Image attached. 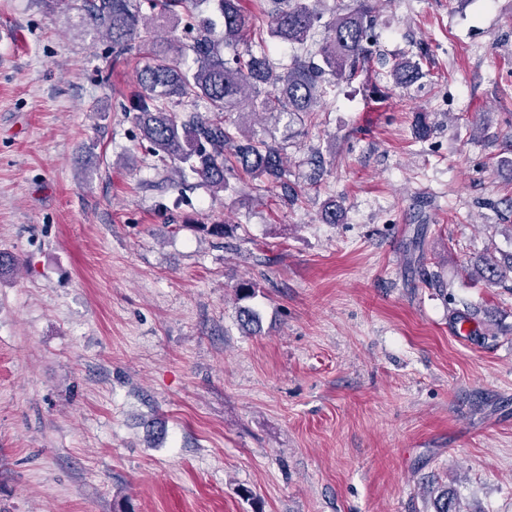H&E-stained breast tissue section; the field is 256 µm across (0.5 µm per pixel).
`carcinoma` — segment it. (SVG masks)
<instances>
[{
  "label": "carcinoma",
  "mask_w": 512,
  "mask_h": 512,
  "mask_svg": "<svg viewBox=\"0 0 512 512\" xmlns=\"http://www.w3.org/2000/svg\"><path fill=\"white\" fill-rule=\"evenodd\" d=\"M50 13L78 10L112 44L114 60L143 56L139 90L122 109L132 114L147 150L195 177L215 192L245 173L280 184L287 169L283 145L245 134L244 107L288 124L315 114L338 81H351L373 60L375 0L353 4L324 19L320 0H266L265 26L246 13L240 0H214L222 24L194 16V0H39ZM149 12H144V9ZM160 15L185 37H161L150 20ZM286 44L296 54L283 64L269 46ZM245 46L239 50V46ZM423 59L398 60L389 70L406 87L423 75ZM183 111H175V107ZM204 234L223 239L233 226L202 224ZM491 286L512 281V255L485 257L468 272Z\"/></svg>",
  "instance_id": "carcinoma-1"
}]
</instances>
